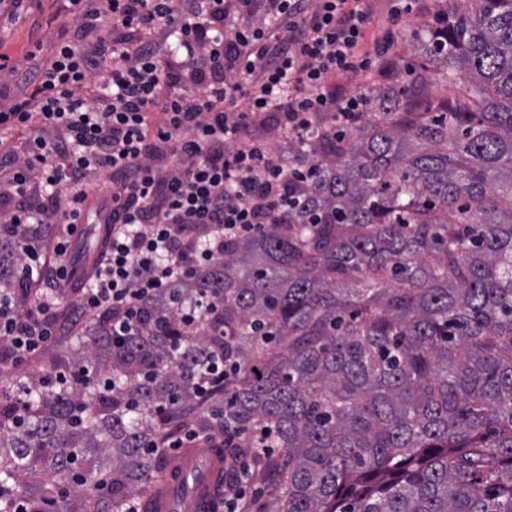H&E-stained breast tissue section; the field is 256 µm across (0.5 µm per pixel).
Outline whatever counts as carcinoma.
Wrapping results in <instances>:
<instances>
[{"mask_svg": "<svg viewBox=\"0 0 512 512\" xmlns=\"http://www.w3.org/2000/svg\"><path fill=\"white\" fill-rule=\"evenodd\" d=\"M438 15L414 37L431 67L369 91L360 121L317 147L303 210L225 243L182 290L216 300L200 325L161 293L120 343L104 313L52 362L99 382L4 386L1 488L32 512H157L159 449L192 431L222 487L249 460L271 512H512V0H444ZM106 234L87 227L74 287ZM17 239L0 224V291L22 300ZM220 359L236 372L204 394Z\"/></svg>", "mask_w": 512, "mask_h": 512, "instance_id": "carcinoma-1", "label": "carcinoma"}]
</instances>
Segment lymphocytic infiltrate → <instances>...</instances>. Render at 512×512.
Returning <instances> with one entry per match:
<instances>
[{
  "label": "lymphocytic infiltrate",
  "instance_id": "obj_1",
  "mask_svg": "<svg viewBox=\"0 0 512 512\" xmlns=\"http://www.w3.org/2000/svg\"><path fill=\"white\" fill-rule=\"evenodd\" d=\"M76 28L48 52L0 53V223L23 238V304L0 292V368L66 332L78 221L111 225L107 260L70 317L111 313L120 342L161 292L220 260L228 240L284 224L315 181L311 145L350 129L366 90L330 75L392 70L391 33L367 41L368 0H67ZM275 138H267V131Z\"/></svg>",
  "mask_w": 512,
  "mask_h": 512
}]
</instances>
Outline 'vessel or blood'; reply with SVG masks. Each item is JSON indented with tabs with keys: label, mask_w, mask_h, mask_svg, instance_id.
<instances>
[{
	"label": "vessel or blood",
	"mask_w": 512,
	"mask_h": 512,
	"mask_svg": "<svg viewBox=\"0 0 512 512\" xmlns=\"http://www.w3.org/2000/svg\"><path fill=\"white\" fill-rule=\"evenodd\" d=\"M171 471H191L197 482L188 500H179L172 479H164L157 494L159 512H221L224 498L219 490L222 466L208 449L195 448L173 457Z\"/></svg>",
	"instance_id": "1"
}]
</instances>
